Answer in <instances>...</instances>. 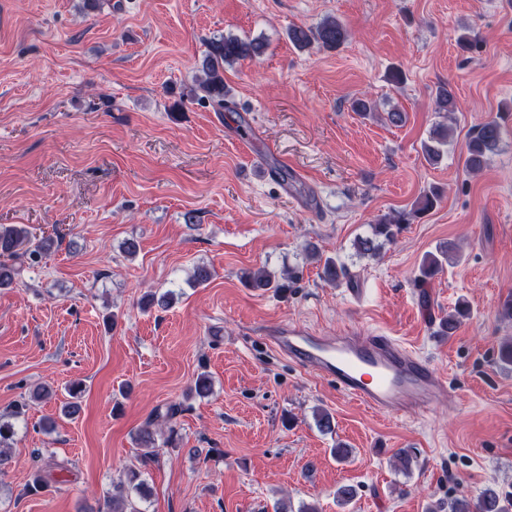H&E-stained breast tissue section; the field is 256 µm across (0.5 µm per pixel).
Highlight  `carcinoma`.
Instances as JSON below:
<instances>
[{"label": "carcinoma", "mask_w": 512, "mask_h": 512, "mask_svg": "<svg viewBox=\"0 0 512 512\" xmlns=\"http://www.w3.org/2000/svg\"><path fill=\"white\" fill-rule=\"evenodd\" d=\"M345 26L338 20L326 19L316 26H294L288 30L289 40L299 49H305L316 43L326 50H337L347 40ZM263 45L255 41H245L238 37L221 36L210 40L207 51L201 61V76L195 86L189 89L188 96L195 97L197 92L203 93V98L211 101L220 110L232 111L230 91L224 84V65L241 59L254 57L262 52ZM435 105L438 111L453 114L458 110V100L452 86L439 88ZM449 133L445 130L436 131L424 144V153L429 163L439 162L448 146ZM502 126L494 118L481 123L466 143L465 169L470 174L483 170L489 157L502 141ZM441 198L438 189L432 188L424 192L416 201L413 211L391 214L371 226V236L358 242L359 251L364 255H376L382 247L378 239L391 242L396 238L401 225L425 212L433 209ZM55 239L44 235L34 241L31 232L22 224H0V288H11L15 284L17 270L14 261L20 260L30 266L38 265L49 257L53 251ZM309 257L322 263L321 277L323 280L336 284L345 277L347 268L344 263L334 257H323L315 250H310ZM448 259V251L439 250V254L430 253L425 256L420 266L422 279H430L443 270V261ZM291 276L278 279L275 273L260 269L244 275V283L257 291L273 290L282 292L290 288ZM85 386L80 380L70 384L69 401L63 406V413L73 417L80 412L79 399L84 393ZM14 434L13 423L0 417V473L11 461V455L5 445ZM145 491L141 471L128 467L122 475L112 482V494L106 502L105 512H140L134 496L142 495ZM452 512H512V491L487 487L478 496L475 507H470L467 501H457L452 506Z\"/></svg>", "instance_id": "obj_1"}]
</instances>
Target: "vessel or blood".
I'll return each instance as SVG.
<instances>
[{
	"instance_id": "vessel-or-blood-1",
	"label": "vessel or blood",
	"mask_w": 512,
	"mask_h": 512,
	"mask_svg": "<svg viewBox=\"0 0 512 512\" xmlns=\"http://www.w3.org/2000/svg\"><path fill=\"white\" fill-rule=\"evenodd\" d=\"M265 342L379 414L416 416L455 399L427 359L382 333L346 331L329 336L288 324L274 328Z\"/></svg>"
}]
</instances>
